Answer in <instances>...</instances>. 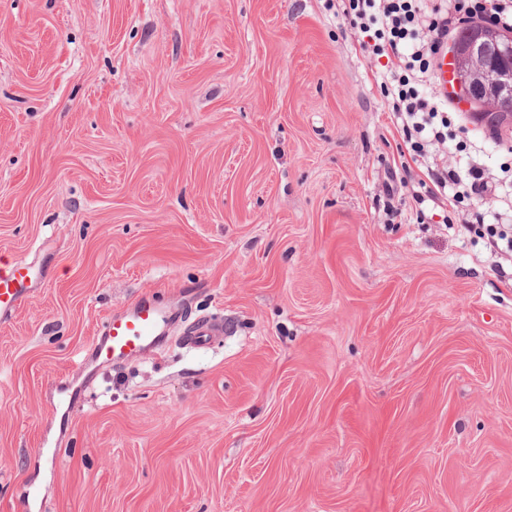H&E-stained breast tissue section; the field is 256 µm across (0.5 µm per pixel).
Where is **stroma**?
<instances>
[{"mask_svg": "<svg viewBox=\"0 0 512 512\" xmlns=\"http://www.w3.org/2000/svg\"><path fill=\"white\" fill-rule=\"evenodd\" d=\"M367 40L343 0H0V251L46 270L0 512H512V279L416 221ZM146 292L165 348L81 370ZM224 324L214 323L210 320H200L189 326L184 330L185 340L193 345L203 346L208 340L209 336H214L217 333L222 334Z\"/></svg>", "mask_w": 512, "mask_h": 512, "instance_id": "stroma-1", "label": "stroma"}]
</instances>
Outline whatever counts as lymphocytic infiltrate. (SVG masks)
I'll return each mask as SVG.
<instances>
[{"label":"lymphocytic infiltrate","mask_w":512,"mask_h":512,"mask_svg":"<svg viewBox=\"0 0 512 512\" xmlns=\"http://www.w3.org/2000/svg\"><path fill=\"white\" fill-rule=\"evenodd\" d=\"M348 13L356 28L372 35L364 46L368 56L387 60L392 111L427 199L443 209L470 200L461 214L470 227L491 218L512 223V168L496 176L472 155L462 166H448L452 107L430 91L435 57L448 34L475 20L512 28V0H348ZM488 200L494 212L484 209Z\"/></svg>","instance_id":"f902f5d3"}]
</instances>
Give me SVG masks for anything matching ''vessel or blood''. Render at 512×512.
<instances>
[{
    "instance_id": "vessel-or-blood-1",
    "label": "vessel or blood",
    "mask_w": 512,
    "mask_h": 512,
    "mask_svg": "<svg viewBox=\"0 0 512 512\" xmlns=\"http://www.w3.org/2000/svg\"><path fill=\"white\" fill-rule=\"evenodd\" d=\"M41 273L30 262L0 252V320L11 318L35 293ZM174 322L172 311L152 294L140 295L133 303L107 318L93 349L95 363L124 361L157 347ZM222 324L200 320L184 330L188 343L203 345L208 337L223 332Z\"/></svg>"
}]
</instances>
